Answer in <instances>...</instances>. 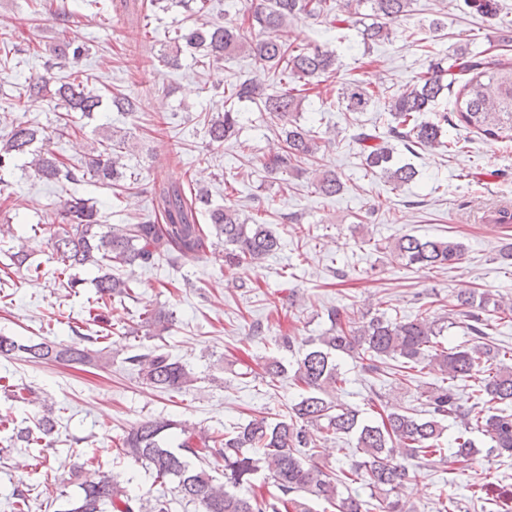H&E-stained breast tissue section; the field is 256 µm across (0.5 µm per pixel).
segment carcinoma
Listing matches in <instances>:
<instances>
[{"instance_id":"carcinoma-1","label":"carcinoma","mask_w":512,"mask_h":512,"mask_svg":"<svg viewBox=\"0 0 512 512\" xmlns=\"http://www.w3.org/2000/svg\"><path fill=\"white\" fill-rule=\"evenodd\" d=\"M123 7L138 8L142 24L135 46L149 45L148 20L165 10L164 0H120ZM338 0H260L248 8V38L239 29L218 23L199 27H179L158 52L151 53L166 67L178 64L181 52H204L212 64L227 54L239 52L254 57L261 72L228 88L224 111L206 123L209 143L218 147L236 136L243 111L236 107L253 102L267 113L284 136L286 149L267 159L263 168L269 173L286 172L312 156L318 143L310 132L296 122L299 111L297 84L308 85L336 70V54L322 45L287 42L280 32L288 21L298 17L334 24ZM470 7L489 19L498 16L497 0H469ZM412 0H370L371 22L356 20L364 45L385 40L392 34L390 24L407 15ZM278 70L280 88L265 79V71ZM460 84L454 103L456 125L493 140L512 141V61L490 67L481 55L465 50L453 61L441 58L417 80L388 99L369 86L352 81L341 87V104L348 112H366L378 106L388 113V137L415 153L417 148L457 146L442 141L450 123L444 112L432 120H420L433 110L439 97ZM50 97L55 108L91 116L102 106V98L87 89L85 80L74 71L58 77L55 63L48 62L44 72L25 85L17 104ZM137 96L112 97V110L131 114L139 110ZM67 124L52 129L18 123L0 139V170L20 158L42 179L54 183H76L90 176L111 185L126 180L125 136L113 133L90 148L85 166L67 164L52 148L67 134ZM357 139L363 147L366 169L384 177L394 189H400L418 176L416 168L394 156V148L380 134L361 132ZM325 196L338 194L343 184L336 173L322 172L316 181ZM161 224H113L105 226L99 211L89 200L72 196L59 209L60 222L49 229L33 228V233L49 232L47 244L51 259L62 266L61 273L72 269L94 268L98 275L95 288L102 298L131 295L132 281L112 273V263L128 267L146 266L165 256L171 261L204 253L214 244L224 243L229 262L246 260L259 264L280 247V238L266 224L240 213L231 206H214L209 190L203 186L185 192L183 185L169 183L155 196ZM207 216V227L198 222V214ZM463 247L449 238H419L403 235L391 247L393 257L411 266L433 269L461 259ZM455 307L461 310L463 328L472 336L468 347L448 349L439 340L448 329L445 323L423 311L412 318H392L385 314L354 315L333 309L328 313L330 329L322 336L305 341V351L297 360L293 378L305 387V393L291 405L288 417L270 420L251 419L222 435L205 436L186 423L171 419H149L132 427L122 439L121 451L149 465L155 480L174 485L182 499L195 505L197 512H313L310 502L322 500L336 512H369L366 501L351 489L359 484L369 489L375 500L374 512H414V506L398 496V490L412 480L415 468L422 465H449L466 462L479 453L470 434L480 432L488 439L487 453L512 457V349L495 348L484 342L488 333L487 313L503 320L512 319V305L490 294L456 295ZM145 322L163 333L173 322L172 314L157 310L145 313ZM21 358L29 362H77L96 365L97 352L77 349L61 341L23 342L0 334V357ZM344 356L361 360L365 373L374 379L392 370V376L405 380L411 371L428 367L438 369L448 383L426 395L428 409L414 413L405 409L382 410L375 418L366 417L328 394L348 382L338 360ZM128 362L137 369L142 384L158 391H181L194 378L180 361L166 353L152 351L131 356ZM469 384L462 407L457 382ZM28 402L38 408L37 431L51 435L58 424L55 405L36 394ZM496 405L491 411L486 405ZM453 418L458 426L448 447L441 439ZM315 427L324 440L346 439L354 452L347 467L332 472L317 461V444L309 435ZM182 441L173 448V435ZM223 468L224 482H217L212 470ZM266 472L275 491L259 493L254 480ZM81 493L69 499L61 512H169V503L156 497L147 503L125 493L101 471L74 470ZM247 489L240 494L238 490Z\"/></svg>"}]
</instances>
